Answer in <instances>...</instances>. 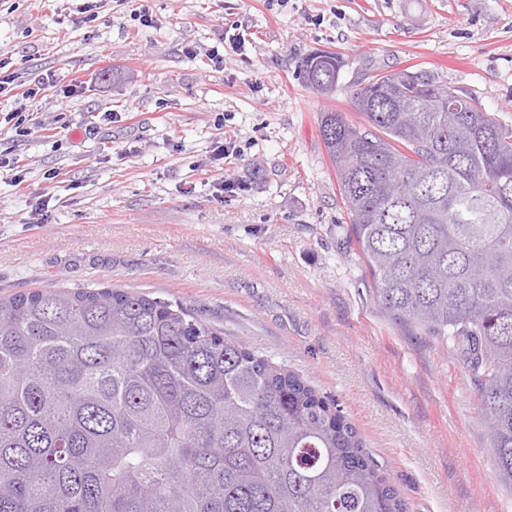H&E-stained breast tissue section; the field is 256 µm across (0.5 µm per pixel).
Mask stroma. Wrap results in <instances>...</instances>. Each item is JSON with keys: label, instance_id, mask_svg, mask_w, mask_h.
<instances>
[{"label": "stroma", "instance_id": "stroma-1", "mask_svg": "<svg viewBox=\"0 0 512 512\" xmlns=\"http://www.w3.org/2000/svg\"><path fill=\"white\" fill-rule=\"evenodd\" d=\"M320 49L346 59L330 98L299 73ZM0 59V119L25 128L0 129L19 166L0 169V296L178 304L305 377L408 512H512L469 371L376 305L319 130L327 111L364 125L356 85L408 68L512 127V0H0ZM220 137L239 155L214 160Z\"/></svg>", "mask_w": 512, "mask_h": 512}]
</instances>
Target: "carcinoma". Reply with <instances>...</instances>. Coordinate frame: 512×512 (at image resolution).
<instances>
[{"mask_svg": "<svg viewBox=\"0 0 512 512\" xmlns=\"http://www.w3.org/2000/svg\"><path fill=\"white\" fill-rule=\"evenodd\" d=\"M343 54L300 64L336 91ZM456 95L448 111L440 91ZM323 112L378 307L451 342L512 484V128L432 70ZM0 512H405L355 428L298 374L121 288L0 297Z\"/></svg>", "mask_w": 512, "mask_h": 512, "instance_id": "carcinoma-1", "label": "carcinoma"}]
</instances>
